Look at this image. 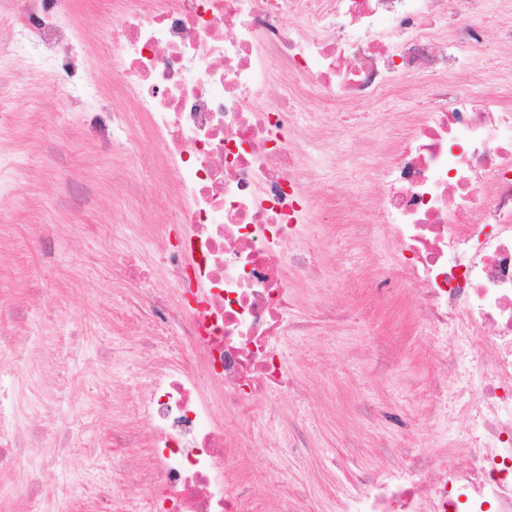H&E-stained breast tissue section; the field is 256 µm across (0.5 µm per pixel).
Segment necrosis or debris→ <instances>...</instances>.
I'll return each mask as SVG.
<instances>
[{"mask_svg":"<svg viewBox=\"0 0 512 512\" xmlns=\"http://www.w3.org/2000/svg\"><path fill=\"white\" fill-rule=\"evenodd\" d=\"M62 0L0 8L13 53L36 46L52 59L64 37ZM486 0H123L108 45L120 93L157 142L175 191L180 233L163 250L169 303L135 257L118 273L140 289L147 331L138 345L144 382L127 402L135 425L112 434L117 464L106 512H130L127 489L144 485L159 512H252L248 489L226 464L230 444L203 394L275 416L283 396L307 393L280 344L332 317L293 315L292 283L323 275L302 235L312 215L301 171L306 146L330 154L296 99L333 94L368 101L422 78L436 103L408 129L378 174L374 222L354 236L386 234L400 260L373 270L376 296L410 295L432 336L435 386L429 413L467 423L464 460L385 449L354 476L345 512H512V107L480 84L448 77L481 62ZM180 325L193 360L160 364L156 351ZM41 428L0 434V465L37 485L45 451L65 473L66 443L42 449ZM148 449L138 475L122 460Z\"/></svg>","mask_w":512,"mask_h":512,"instance_id":"4bbe7bcc","label":"necrosis or debris"}]
</instances>
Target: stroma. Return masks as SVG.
Here are the masks:
<instances>
[{"mask_svg":"<svg viewBox=\"0 0 512 512\" xmlns=\"http://www.w3.org/2000/svg\"><path fill=\"white\" fill-rule=\"evenodd\" d=\"M112 19L107 0H67L65 21L80 34L71 59L78 70L90 72L92 94L42 86L22 57L0 70V90L12 94L14 113L11 126L0 129V152L19 177L16 190L0 200V267L6 270L0 312L20 311L0 341V389L16 390L20 378L30 380L32 390L19 392L15 421L48 423L47 448L65 434L76 410L85 412L76 429L73 470L58 474L36 457L43 481L38 490L0 470V512H41L45 494L62 484L73 487L71 512H100L99 491L82 484L114 466L104 445L115 426L129 422L122 406L126 379L141 371L133 360L112 374L101 353L116 344L133 346L147 329L127 317L138 291L115 269L133 252L163 281L158 256L177 231L172 200L156 192L160 161L152 141L135 124L116 142L111 134H92L85 122L100 101L128 107L106 59ZM509 24L512 14L489 9L481 49L484 90L506 104H512V47L498 32ZM299 107L324 127L346 125L363 134L373 159L355 168L350 142L339 143L310 181L312 208L335 210L336 220L307 229L325 275L315 284L295 283L294 308L303 315L323 300L351 316L320 323L313 335L282 345L288 363L314 381L308 409L288 398L278 408L284 417L301 414L305 434L299 446L276 435L275 422L239 424L220 390L204 387L215 419L234 439L233 471L251 488L257 512L278 499L284 477L312 485V512H339L336 487L373 467L370 446L410 444L448 458L467 436L464 427L426 413L427 327L395 320L368 299L372 281L366 271L396 263L395 247L381 235L351 248L341 233L351 210H370L383 151L403 132L397 115L426 109L420 83L407 80L399 93L365 102L336 104L311 95ZM381 407L413 417V427L404 434L379 420L372 411Z\"/></svg>","mask_w":512,"mask_h":512,"instance_id":"stroma-1","label":"stroma"}]
</instances>
